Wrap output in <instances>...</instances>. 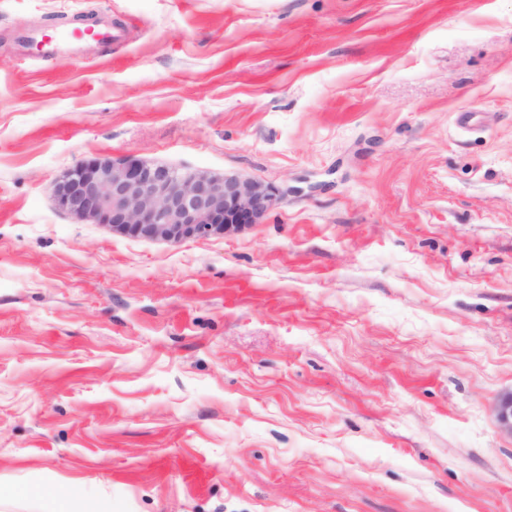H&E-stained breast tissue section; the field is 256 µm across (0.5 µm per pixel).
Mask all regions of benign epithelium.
I'll use <instances>...</instances> for the list:
<instances>
[{
    "label": "benign epithelium",
    "instance_id": "1",
    "mask_svg": "<svg viewBox=\"0 0 512 512\" xmlns=\"http://www.w3.org/2000/svg\"><path fill=\"white\" fill-rule=\"evenodd\" d=\"M50 191L60 209L78 218L172 244L258 224L283 198L257 177L182 171L134 155L79 163ZM496 418L512 435V392L499 397Z\"/></svg>",
    "mask_w": 512,
    "mask_h": 512
}]
</instances>
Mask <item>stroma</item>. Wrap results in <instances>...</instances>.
I'll use <instances>...</instances> for the list:
<instances>
[{
	"label": "stroma",
	"instance_id": "obj_1",
	"mask_svg": "<svg viewBox=\"0 0 512 512\" xmlns=\"http://www.w3.org/2000/svg\"><path fill=\"white\" fill-rule=\"evenodd\" d=\"M76 22L123 37L20 57ZM130 154L287 195L56 205ZM509 391L512 0H0V512H512ZM50 191L60 209L78 218L172 244L258 224L283 198L257 177L182 171L134 155L79 163Z\"/></svg>",
	"mask_w": 512,
	"mask_h": 512
}]
</instances>
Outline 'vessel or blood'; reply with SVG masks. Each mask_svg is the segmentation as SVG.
<instances>
[{"mask_svg":"<svg viewBox=\"0 0 512 512\" xmlns=\"http://www.w3.org/2000/svg\"><path fill=\"white\" fill-rule=\"evenodd\" d=\"M118 37L116 29L106 23L99 24L88 31L77 28L51 31L24 28L16 34L20 52H27L29 48L34 47L42 57L47 59H53L63 53L87 46L94 49L108 47Z\"/></svg>","mask_w":512,"mask_h":512,"instance_id":"obj_1","label":"vessel or blood"}]
</instances>
